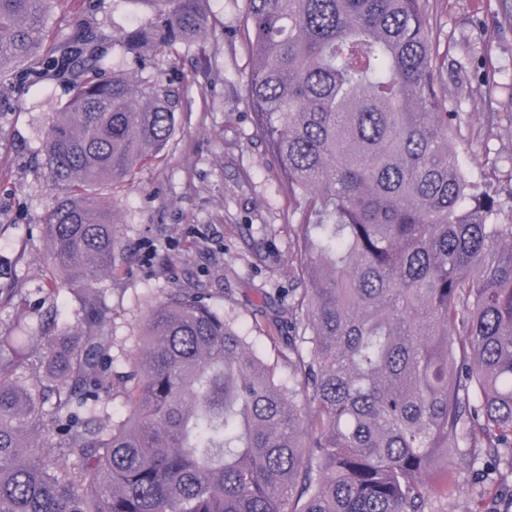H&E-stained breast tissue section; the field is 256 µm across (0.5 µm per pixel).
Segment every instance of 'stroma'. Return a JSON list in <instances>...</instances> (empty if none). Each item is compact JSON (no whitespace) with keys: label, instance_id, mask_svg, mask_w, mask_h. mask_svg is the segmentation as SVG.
I'll use <instances>...</instances> for the list:
<instances>
[{"label":"stroma","instance_id":"35a3bbf8","mask_svg":"<svg viewBox=\"0 0 512 512\" xmlns=\"http://www.w3.org/2000/svg\"><path fill=\"white\" fill-rule=\"evenodd\" d=\"M440 40L455 56L487 57L494 83L487 101L472 99L465 75L449 73L444 88L453 109L467 113L461 146L466 172L497 165L512 177V26L487 33L485 0H430ZM245 0H205V33L189 44L153 47L139 66L120 40L144 25L151 0H50L62 32L91 22L105 35L100 48L133 80L177 77L181 107L165 151L130 181L97 187L112 219V274L99 285L112 291V333L134 355L153 305L178 292H200L239 327L254 323L263 302L287 306L293 287L290 227L298 223L279 167L266 152L248 106L249 57L241 31ZM70 85L49 75L0 89L11 108L0 111V279L38 292L51 264L43 228L54 204L42 163L45 132L70 97ZM498 113V128L485 119ZM448 466L459 472L448 512H512V468L469 464L456 449Z\"/></svg>","mask_w":512,"mask_h":512}]
</instances>
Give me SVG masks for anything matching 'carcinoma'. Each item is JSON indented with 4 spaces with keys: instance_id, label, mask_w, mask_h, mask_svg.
<instances>
[{
    "instance_id": "1",
    "label": "carcinoma",
    "mask_w": 512,
    "mask_h": 512,
    "mask_svg": "<svg viewBox=\"0 0 512 512\" xmlns=\"http://www.w3.org/2000/svg\"><path fill=\"white\" fill-rule=\"evenodd\" d=\"M152 2L125 53L204 32L201 0ZM45 4L0 0V86L73 87L43 143L52 287L34 303L0 284V312L26 318H0V512H445L435 461L512 449V193L462 167L429 0H246L248 103L300 212L286 381L201 295L156 305L137 353L112 355L92 192L158 157L178 89L102 76L100 30L53 38Z\"/></svg>"
}]
</instances>
